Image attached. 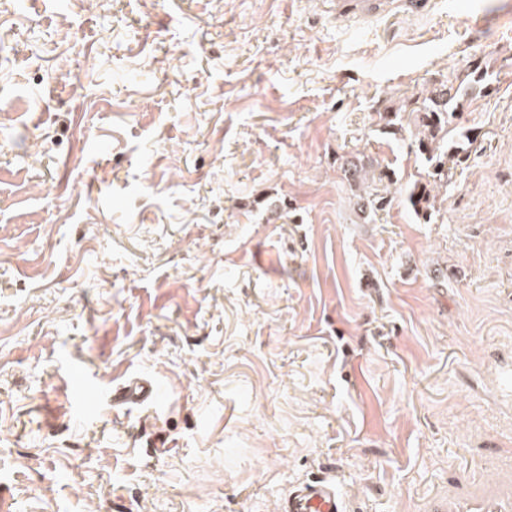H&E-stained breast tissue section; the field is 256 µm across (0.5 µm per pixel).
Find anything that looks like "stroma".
Returning a JSON list of instances; mask_svg holds the SVG:
<instances>
[{
    "label": "stroma",
    "instance_id": "stroma-1",
    "mask_svg": "<svg viewBox=\"0 0 512 512\" xmlns=\"http://www.w3.org/2000/svg\"><path fill=\"white\" fill-rule=\"evenodd\" d=\"M476 59L427 223L378 113ZM510 357L512 0H0V512L512 497ZM339 165L343 168L345 178L348 181L353 196L357 199L356 206L366 216L376 214L387 202V198L380 196L378 192H372L374 179L382 181V174L379 172L376 177L377 166L372 159L360 153L351 154L349 157H340ZM156 391V386L153 381L132 377L121 387L112 392V400L120 405L150 403L154 401ZM282 512H344L336 484L320 479L306 482L288 496Z\"/></svg>",
    "mask_w": 512,
    "mask_h": 512
}]
</instances>
